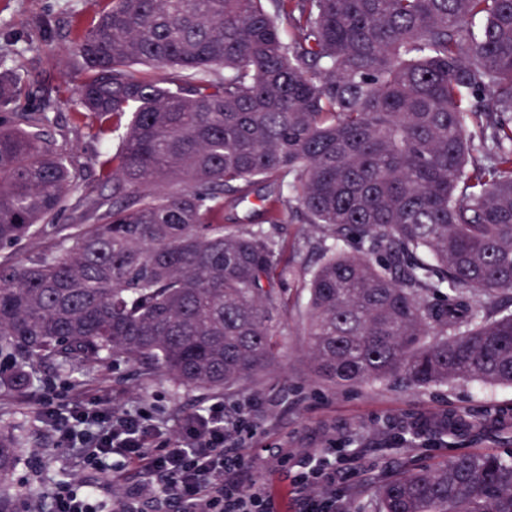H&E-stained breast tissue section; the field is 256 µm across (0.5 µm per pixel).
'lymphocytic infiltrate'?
<instances>
[{"mask_svg":"<svg viewBox=\"0 0 512 512\" xmlns=\"http://www.w3.org/2000/svg\"><path fill=\"white\" fill-rule=\"evenodd\" d=\"M39 421L79 467L101 476L95 484L74 477L48 487V512H142L146 500L175 512H277L239 473V456L226 445L235 420L223 402L188 416L172 435L144 408L66 406L48 393ZM130 464L142 468L144 481L112 496L113 475Z\"/></svg>","mask_w":512,"mask_h":512,"instance_id":"1","label":"lymphocytic infiltrate"}]
</instances>
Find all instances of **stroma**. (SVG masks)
I'll use <instances>...</instances> for the list:
<instances>
[{"instance_id":"obj_1","label":"stroma","mask_w":512,"mask_h":512,"mask_svg":"<svg viewBox=\"0 0 512 512\" xmlns=\"http://www.w3.org/2000/svg\"><path fill=\"white\" fill-rule=\"evenodd\" d=\"M98 9L97 0H0V56L21 79V91L9 109L48 114L45 129L82 171L78 195L88 202L101 194L96 161L104 146L89 122L75 119L80 110L75 87L84 72L70 50L68 31L74 17L88 21ZM281 233L286 255L300 272L289 283L291 308L283 327V352L276 367L250 390L222 397L227 408L240 413L230 441L238 447L250 480L268 486L284 512H303L305 497L297 483L311 460L326 454L335 462L336 482L327 491L335 496L338 512H376L375 488L406 468L458 452L512 455L511 386L460 382L428 388L386 383L341 387L314 380L299 312L308 298L306 275L318 258L305 244L306 223L288 219ZM46 386L71 405L97 401L116 409L147 408L172 430L219 398L208 390L175 387L157 370L123 359L102 366L92 381L80 373L61 377L50 363L37 366L26 393L0 392V423L16 426L29 446L10 478L21 503L36 500L45 484L74 473L91 483L98 480L93 470H75L58 448L55 434L42 427L39 412ZM438 413L478 418L485 427L463 433L450 445L433 440L427 447L413 448L398 439L402 420Z\"/></svg>"}]
</instances>
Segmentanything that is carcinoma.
I'll list each match as a JSON object with an SVG mask.
<instances>
[{"mask_svg": "<svg viewBox=\"0 0 512 512\" xmlns=\"http://www.w3.org/2000/svg\"><path fill=\"white\" fill-rule=\"evenodd\" d=\"M71 44L80 116L106 143L126 131L85 209L45 113L0 117V248L58 235L26 264L0 257V388L24 393L45 359L115 357L185 389L246 387L278 358L298 276L288 213L319 232L317 379L512 385V312L495 307L512 298V0H107ZM19 84L0 57V106ZM258 179L276 185L265 223L226 227ZM468 426L414 422L402 440ZM25 448L0 424V512ZM376 496L379 512H512V456L450 455Z\"/></svg>", "mask_w": 512, "mask_h": 512, "instance_id": "obj_1", "label": "carcinoma"}]
</instances>
